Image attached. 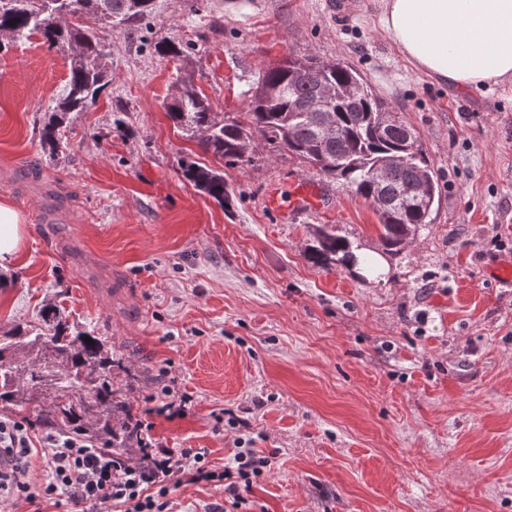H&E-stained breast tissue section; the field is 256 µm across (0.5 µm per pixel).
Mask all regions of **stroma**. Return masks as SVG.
I'll return each mask as SVG.
<instances>
[{
    "instance_id": "stroma-1",
    "label": "stroma",
    "mask_w": 512,
    "mask_h": 512,
    "mask_svg": "<svg viewBox=\"0 0 512 512\" xmlns=\"http://www.w3.org/2000/svg\"><path fill=\"white\" fill-rule=\"evenodd\" d=\"M331 3L156 0L149 25L101 30L112 81L55 156L39 129L67 55L37 34L1 51L0 203L22 214L24 239L0 265V326L57 305L155 376L131 396L146 441L207 449L218 467L240 438L271 456L246 512H512V285L486 272L512 257V90L439 84L380 31L378 0L342 24ZM163 39L191 49L159 55ZM308 54L354 65L439 181L430 224L375 280L306 258L324 225L380 252L369 202L263 143L253 162L225 163L167 117L187 81L213 112L244 111L262 68ZM185 156L223 172L229 204L182 178ZM301 180L326 205L282 216L269 189ZM39 191L70 222H39ZM171 382L191 401L157 413ZM223 501V487L184 485L169 512Z\"/></svg>"
}]
</instances>
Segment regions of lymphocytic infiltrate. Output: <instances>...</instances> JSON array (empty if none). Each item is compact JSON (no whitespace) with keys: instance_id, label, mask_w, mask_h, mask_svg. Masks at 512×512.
Segmentation results:
<instances>
[{"instance_id":"f902f5d3","label":"lymphocytic infiltrate","mask_w":512,"mask_h":512,"mask_svg":"<svg viewBox=\"0 0 512 512\" xmlns=\"http://www.w3.org/2000/svg\"><path fill=\"white\" fill-rule=\"evenodd\" d=\"M41 442L46 478L35 489L27 479L32 450L28 428L18 421L0 419V456L14 460L0 480L13 487L17 499L26 503L45 499L59 508L82 504L91 512L105 504L120 512H167L174 488L200 482L223 485L227 501L240 512L254 484L272 465L270 457L253 448H236L221 467L210 464L204 448L178 452L160 448L149 453L147 465L141 466L97 451L75 437L49 433Z\"/></svg>"}]
</instances>
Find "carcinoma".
<instances>
[{"label":"carcinoma","instance_id":"cac0c4a2","mask_svg":"<svg viewBox=\"0 0 512 512\" xmlns=\"http://www.w3.org/2000/svg\"><path fill=\"white\" fill-rule=\"evenodd\" d=\"M153 12L154 0H0V32L13 41L38 33L48 49L70 57L66 91L40 130L43 149L57 153L69 116L94 104L112 81L109 53L90 24L134 30ZM327 84L336 86V99L323 109L318 101ZM245 96L248 111L220 119L187 82L167 116L203 152L228 164L251 162L246 146L261 138L320 177L353 189L375 210L383 255L399 256L409 234L431 223L440 189L427 154L404 121L380 127L390 107L354 66L326 64L313 55L290 57L260 70ZM179 169L216 201L229 198L224 174L191 156L181 158ZM308 258L348 270L371 271L375 264L325 227L316 232ZM150 382L148 373H133L102 337L71 334L54 306L42 308L36 325L0 329L1 411L32 408L52 428L141 463L147 457L129 395Z\"/></svg>","mask_w":512,"mask_h":512}]
</instances>
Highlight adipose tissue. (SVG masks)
Instances as JSON below:
<instances>
[{
  "label": "adipose tissue",
  "mask_w": 512,
  "mask_h": 512,
  "mask_svg": "<svg viewBox=\"0 0 512 512\" xmlns=\"http://www.w3.org/2000/svg\"><path fill=\"white\" fill-rule=\"evenodd\" d=\"M381 30L431 79L465 93L512 85V0H379Z\"/></svg>",
  "instance_id": "obj_1"
}]
</instances>
